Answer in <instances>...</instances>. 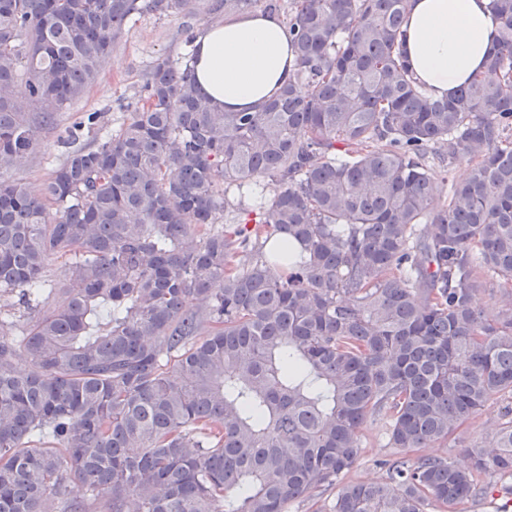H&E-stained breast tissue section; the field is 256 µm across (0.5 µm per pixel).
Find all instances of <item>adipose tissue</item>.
<instances>
[{
    "label": "adipose tissue",
    "mask_w": 512,
    "mask_h": 512,
    "mask_svg": "<svg viewBox=\"0 0 512 512\" xmlns=\"http://www.w3.org/2000/svg\"><path fill=\"white\" fill-rule=\"evenodd\" d=\"M281 17L256 12L208 25L198 36L194 75L223 110L250 109L274 97L295 71ZM403 51L430 95L450 96L483 70L499 24L488 0H409Z\"/></svg>",
    "instance_id": "1"
}]
</instances>
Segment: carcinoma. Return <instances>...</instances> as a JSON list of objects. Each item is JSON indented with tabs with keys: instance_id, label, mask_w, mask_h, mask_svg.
Masks as SVG:
<instances>
[{
	"instance_id": "cac0c4a2",
	"label": "carcinoma",
	"mask_w": 512,
	"mask_h": 512,
	"mask_svg": "<svg viewBox=\"0 0 512 512\" xmlns=\"http://www.w3.org/2000/svg\"><path fill=\"white\" fill-rule=\"evenodd\" d=\"M190 3L0 0V292L23 318L0 335V512H289L322 488L326 512H465L483 476L512 478V419L464 465L425 449L512 398V0H489L497 43L450 98L403 60L407 0H212L286 16L274 99L220 111L195 55L162 56L128 122L93 146L98 113L69 132L42 195L3 178L130 18ZM431 155L468 166L444 202ZM245 186L255 225L215 228ZM482 277L504 287L494 322ZM382 414L385 479L345 480Z\"/></svg>"
}]
</instances>
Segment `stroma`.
I'll list each match as a JSON object with an SVG mask.
<instances>
[{"label": "stroma", "mask_w": 512, "mask_h": 512, "mask_svg": "<svg viewBox=\"0 0 512 512\" xmlns=\"http://www.w3.org/2000/svg\"><path fill=\"white\" fill-rule=\"evenodd\" d=\"M183 21L180 15L162 18L144 15L132 19L113 47L98 80L68 109L57 113L53 129L43 133L35 151L8 172V179L25 184L31 191H40L52 170L63 164L67 157L68 149L60 143V135L87 113H99L100 119L96 126L83 128L79 140L83 146L93 144L102 132L118 129L127 122L152 61L162 54L177 58L189 53L190 48L181 36ZM511 408L512 399L489 400L447 445L433 447V454L461 460L463 446L488 442L494 426L507 420V411ZM388 422V417L381 415L366 423L359 456L348 474L349 479L379 481L384 478L385 471L379 463L393 454Z\"/></svg>", "instance_id": "stroma-1"}]
</instances>
